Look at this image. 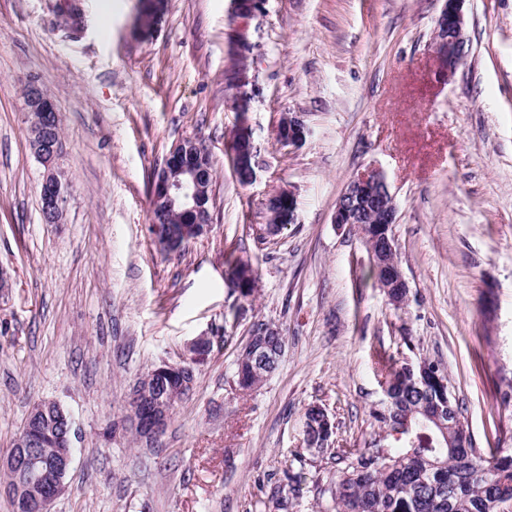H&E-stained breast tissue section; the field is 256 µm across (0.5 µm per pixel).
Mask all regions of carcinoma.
I'll use <instances>...</instances> for the list:
<instances>
[{"label":"carcinoma","instance_id":"obj_1","mask_svg":"<svg viewBox=\"0 0 512 512\" xmlns=\"http://www.w3.org/2000/svg\"><path fill=\"white\" fill-rule=\"evenodd\" d=\"M231 270L232 287L244 298L251 296L255 283L241 284L244 263L235 261ZM260 340L285 346L276 327H253L237 359L242 390L262 386L278 367ZM381 377L387 403L370 411L378 432L360 448L336 449L339 467L319 479L324 512H497L499 502L512 501V451L492 448L482 454L473 448L462 406L439 365L426 359L391 364ZM328 418L325 409H306L303 436L309 453H318L314 444ZM263 505L266 512H288L292 502L278 487Z\"/></svg>","mask_w":512,"mask_h":512}]
</instances>
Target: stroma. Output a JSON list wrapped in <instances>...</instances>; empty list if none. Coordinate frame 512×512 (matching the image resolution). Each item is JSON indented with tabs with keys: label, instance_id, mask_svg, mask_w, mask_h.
Returning <instances> with one entry per match:
<instances>
[{
	"label": "stroma",
	"instance_id": "1",
	"mask_svg": "<svg viewBox=\"0 0 512 512\" xmlns=\"http://www.w3.org/2000/svg\"><path fill=\"white\" fill-rule=\"evenodd\" d=\"M443 0H168L153 36L141 0H0V457L32 405L56 400L78 435L52 512H260L268 487L303 473L291 512H318L302 416L326 408L356 448L383 399L381 361H438L480 452L512 448V0H464L468 56L452 77L432 52ZM261 94L232 98L239 74ZM38 81L61 116L64 221L45 223L42 166L23 90ZM309 128L280 145L283 114ZM248 121L255 182L236 179L230 136ZM192 139L214 170L211 228L177 254L149 231L153 172ZM385 174L410 291L391 304L367 247L332 220L347 181ZM298 219L259 243L268 198ZM255 274L242 298L225 273ZM285 349L262 387L234 361L255 324ZM212 346L165 433L137 442L131 388L163 362Z\"/></svg>",
	"mask_w": 512,
	"mask_h": 512
}]
</instances>
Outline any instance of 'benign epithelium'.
Listing matches in <instances>:
<instances>
[{
  "mask_svg": "<svg viewBox=\"0 0 512 512\" xmlns=\"http://www.w3.org/2000/svg\"><path fill=\"white\" fill-rule=\"evenodd\" d=\"M464 0H444L436 20L434 46L444 74L454 72L468 55L469 39L466 20L462 11ZM24 99L28 112V141L32 153L44 168L40 186L41 211L45 223L59 224L63 220L64 204L69 192L64 175L56 166L63 147L60 116L47 92L35 81L25 85ZM308 135L304 121L297 115L283 117L278 139L285 145L302 144ZM210 174L209 157L193 140H183L166 155L153 182V200L163 202L179 214L189 226L184 228L183 239L164 242L168 251H177L189 240L205 234L209 229L210 213L201 199V183ZM274 208L290 224L297 214L294 195L272 196ZM335 224H354L363 235L370 254L375 279L384 292L400 288L409 293V284L399 262L391 263L387 255L396 253L395 241L388 234L387 225L397 223L394 197L384 173L376 166H369L354 175L336 202L333 214ZM152 378L171 384L157 399L154 409L141 413L137 407L150 397V385H134L130 402L133 404L131 419L136 430L151 440L165 430L174 405L183 397L187 379L193 374L188 363L163 362L150 371ZM74 419L55 400L36 403L27 424L15 439L13 449L0 457V470L11 476L8 494L15 502L17 512H28L37 506L41 512H50L51 506L65 488L74 453ZM53 446V457L47 459L40 448Z\"/></svg>",
  "mask_w": 512,
  "mask_h": 512,
  "instance_id": "obj_1",
  "label": "benign epithelium"
}]
</instances>
